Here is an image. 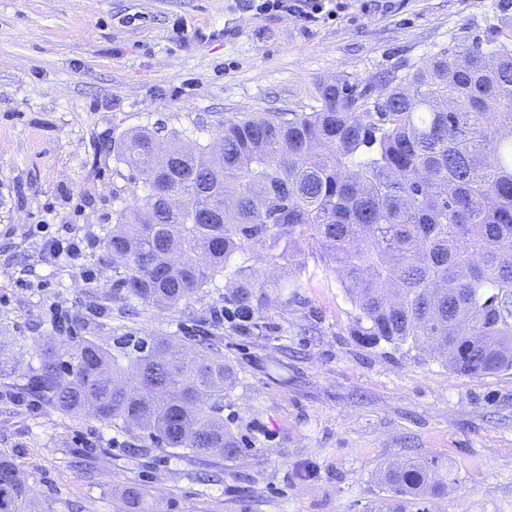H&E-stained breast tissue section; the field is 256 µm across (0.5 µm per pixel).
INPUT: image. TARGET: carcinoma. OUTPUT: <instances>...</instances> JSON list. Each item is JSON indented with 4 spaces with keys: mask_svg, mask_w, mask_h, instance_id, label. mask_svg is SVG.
<instances>
[{
    "mask_svg": "<svg viewBox=\"0 0 512 512\" xmlns=\"http://www.w3.org/2000/svg\"><path fill=\"white\" fill-rule=\"evenodd\" d=\"M311 112L251 115L205 145L137 130L118 159L146 194L114 212L103 243L127 298L176 306L224 277L227 312L261 314L259 281L237 262L305 237L337 273L357 335L438 355L457 374L512 369V14L482 41L433 58L370 98L315 87ZM31 390L62 411L204 456H237L224 422L236 377L224 358L158 339L123 365L95 341L37 346ZM435 460L388 464L379 481L415 504L445 488ZM125 512H157L130 487ZM32 489L0 456V512H32Z\"/></svg>",
    "mask_w": 512,
    "mask_h": 512,
    "instance_id": "1",
    "label": "carcinoma"
}]
</instances>
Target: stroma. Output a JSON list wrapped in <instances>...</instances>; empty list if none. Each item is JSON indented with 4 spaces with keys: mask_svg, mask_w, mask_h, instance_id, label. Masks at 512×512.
<instances>
[{
    "mask_svg": "<svg viewBox=\"0 0 512 512\" xmlns=\"http://www.w3.org/2000/svg\"><path fill=\"white\" fill-rule=\"evenodd\" d=\"M502 0H328L318 17L252 0H0V454L39 512H118L146 487L164 512H397L386 463L435 459L451 475L427 512H512V370L468 377L355 334V310L310 241L240 255L298 277L259 323L216 320L224 283L171 308L128 300L102 247L112 213L143 196L114 148L162 127L210 141L227 120L307 112L315 85L385 79L483 38ZM83 237L73 260L46 246ZM93 339L119 361L156 336L213 344L237 375L224 421L237 458L162 448L66 413L27 386L37 343ZM282 363L287 379L271 374Z\"/></svg>",
    "mask_w": 512,
    "mask_h": 512,
    "instance_id": "obj_1",
    "label": "stroma"
}]
</instances>
